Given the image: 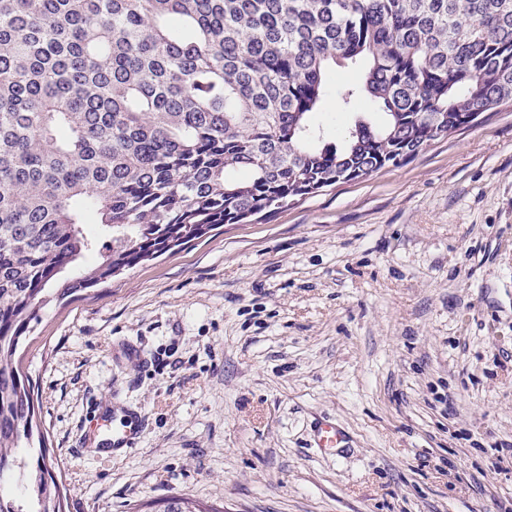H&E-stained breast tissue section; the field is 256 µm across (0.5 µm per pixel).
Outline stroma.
Returning <instances> with one entry per match:
<instances>
[{
	"label": "stroma",
	"mask_w": 512,
	"mask_h": 512,
	"mask_svg": "<svg viewBox=\"0 0 512 512\" xmlns=\"http://www.w3.org/2000/svg\"><path fill=\"white\" fill-rule=\"evenodd\" d=\"M337 69L318 120L363 111ZM133 344L132 361L122 347ZM63 512H512V106L51 302L16 354ZM141 410L94 457L92 412ZM346 444L314 446L319 420Z\"/></svg>",
	"instance_id": "35a3bbf8"
}]
</instances>
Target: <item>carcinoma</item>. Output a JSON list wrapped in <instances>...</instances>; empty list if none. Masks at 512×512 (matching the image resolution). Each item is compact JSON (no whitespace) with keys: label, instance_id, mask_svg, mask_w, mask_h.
<instances>
[{"label":"carcinoma","instance_id":"carcinoma-1","mask_svg":"<svg viewBox=\"0 0 512 512\" xmlns=\"http://www.w3.org/2000/svg\"><path fill=\"white\" fill-rule=\"evenodd\" d=\"M338 67L384 116L339 145ZM509 103L512 0H0V512H60L15 361L40 309ZM358 80L359 74L356 71L349 68L336 69V75L333 78L331 90L319 112L318 121L321 124L342 131L353 122L355 117L353 112H362L366 108L365 100H361L356 103L352 110H343L337 94L338 91H341Z\"/></svg>","mask_w":512,"mask_h":512}]
</instances>
